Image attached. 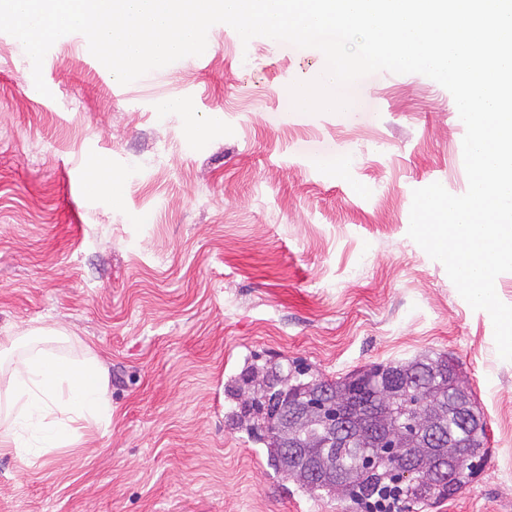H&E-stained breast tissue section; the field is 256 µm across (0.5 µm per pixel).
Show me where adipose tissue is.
<instances>
[{"label":"adipose tissue","mask_w":512,"mask_h":512,"mask_svg":"<svg viewBox=\"0 0 512 512\" xmlns=\"http://www.w3.org/2000/svg\"><path fill=\"white\" fill-rule=\"evenodd\" d=\"M16 346L0 343V373L9 377L0 454L64 448L82 431L111 424L108 375L93 354L68 359L35 344L19 355Z\"/></svg>","instance_id":"obj_1"}]
</instances>
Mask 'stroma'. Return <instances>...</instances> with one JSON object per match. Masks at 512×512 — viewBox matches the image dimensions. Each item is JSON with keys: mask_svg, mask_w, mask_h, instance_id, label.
<instances>
[{"mask_svg": "<svg viewBox=\"0 0 512 512\" xmlns=\"http://www.w3.org/2000/svg\"><path fill=\"white\" fill-rule=\"evenodd\" d=\"M208 38L203 57L122 85L64 35L44 95L0 33V340L66 330L112 401L78 449L0 455V512H364L281 478L229 421L227 388L252 363L335 379L428 351L460 363L489 454L459 494L398 512H512V361L408 235L415 189L468 188L452 95L383 71L357 118L288 112L317 49L222 23ZM162 97L189 113L160 117ZM322 143L344 170L310 160ZM105 169L118 194L98 191Z\"/></svg>", "mask_w": 512, "mask_h": 512, "instance_id": "obj_1", "label": "stroma"}]
</instances>
